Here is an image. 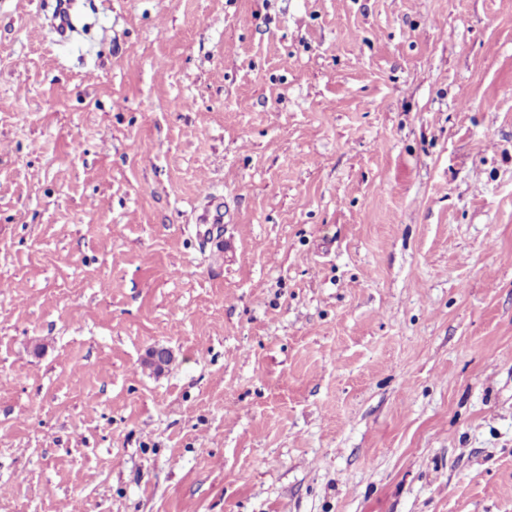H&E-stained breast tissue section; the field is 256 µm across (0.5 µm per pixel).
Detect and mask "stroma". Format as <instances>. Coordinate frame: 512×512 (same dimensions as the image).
<instances>
[{"label":"stroma","instance_id":"1","mask_svg":"<svg viewBox=\"0 0 512 512\" xmlns=\"http://www.w3.org/2000/svg\"><path fill=\"white\" fill-rule=\"evenodd\" d=\"M76 9L0 0V512H512V0ZM54 2L53 26L64 37L74 27L72 11L75 2L73 0H55Z\"/></svg>","mask_w":512,"mask_h":512}]
</instances>
